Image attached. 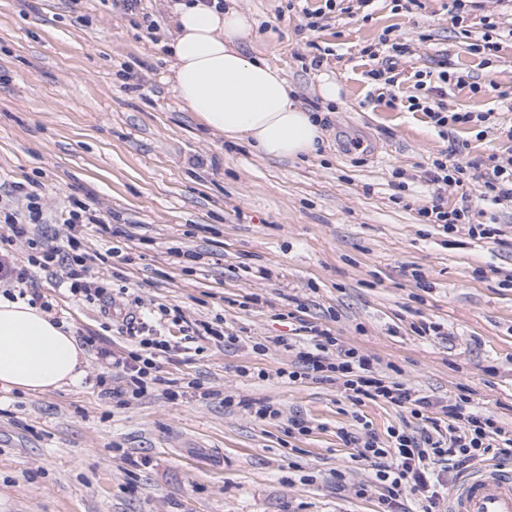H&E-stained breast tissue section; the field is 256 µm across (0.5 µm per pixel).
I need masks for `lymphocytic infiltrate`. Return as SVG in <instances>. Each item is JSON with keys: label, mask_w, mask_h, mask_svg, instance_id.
<instances>
[{"label": "lymphocytic infiltrate", "mask_w": 512, "mask_h": 512, "mask_svg": "<svg viewBox=\"0 0 512 512\" xmlns=\"http://www.w3.org/2000/svg\"><path fill=\"white\" fill-rule=\"evenodd\" d=\"M372 2L322 0L319 7L312 9L305 6L304 0H288L287 8L300 11L305 20V30L314 32L323 29L325 22L332 17L354 15L370 7ZM360 54L373 62L372 68L365 73L368 83L374 89L388 90L398 83V60L413 56L414 48L411 42L390 37L385 32L380 35L378 43L364 45ZM416 77L415 92L408 98L409 108L426 113L439 130L447 131L462 125L479 126L489 121L490 115L486 112L449 111L445 101L449 86L466 83L465 74L454 68L451 60L441 59L435 68L417 71ZM457 153L454 147L441 151L432 159L426 175L431 184L462 188L460 205L448 207L441 195H433L428 203L417 208L418 223L440 225L448 234L457 232L459 225L464 224L473 236L492 238L501 235L499 224L480 221V212L473 208L472 203L477 200L512 208V159L503 160L492 151L485 157L462 162ZM470 185L475 186V194H466L465 189ZM43 196L42 184L17 183L12 185L6 198L0 199V223L7 225L9 240L25 241L30 248L26 265L1 260L0 278L23 284L28 279L30 268H38L51 276L61 268L74 298L108 304L110 296L101 281L88 277L94 257L83 244L84 227L99 223V216L81 200H70L60 217L70 231L69 250L59 252L35 233L36 227L47 221L42 206ZM139 338V350L115 359L114 364L121 368L123 375L117 386L106 388V395L140 399L159 381L155 374L158 360L180 351L179 346L153 332ZM312 340L310 349L297 354L300 369L278 370V377L319 379L330 373L352 401L380 399L399 407L406 405L411 416L421 422L418 431L413 433L392 431L389 442L385 444L374 437L366 439L352 455L357 462L380 461L376 479L383 488L379 502L386 512H397L401 498L408 492L420 493L421 512H434L440 502L435 491L443 474L469 462H482L493 449L502 456L512 454V439L507 438L492 415L476 408L464 409L459 403L445 405L444 416L451 418L452 423L447 436H440L437 430L441 418L428 416L427 410L431 406L428 398L414 396L402 383L376 374L355 350L337 353L336 339L330 329H314Z\"/></svg>", "instance_id": "obj_1"}]
</instances>
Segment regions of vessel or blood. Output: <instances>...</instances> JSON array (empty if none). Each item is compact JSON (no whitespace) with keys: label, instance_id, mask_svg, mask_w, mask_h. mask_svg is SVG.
Returning a JSON list of instances; mask_svg holds the SVG:
<instances>
[{"label":"vessel or blood","instance_id":"obj_1","mask_svg":"<svg viewBox=\"0 0 512 512\" xmlns=\"http://www.w3.org/2000/svg\"><path fill=\"white\" fill-rule=\"evenodd\" d=\"M448 512H512V468L483 464L467 473L450 494Z\"/></svg>","mask_w":512,"mask_h":512}]
</instances>
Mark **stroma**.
Masks as SVG:
<instances>
[{
    "instance_id": "stroma-1",
    "label": "stroma",
    "mask_w": 512,
    "mask_h": 512,
    "mask_svg": "<svg viewBox=\"0 0 512 512\" xmlns=\"http://www.w3.org/2000/svg\"><path fill=\"white\" fill-rule=\"evenodd\" d=\"M445 2L406 14L376 0L371 20L357 13L303 32L287 0H235L253 20L244 52L277 67L296 100L320 112L322 147L301 161L229 142L183 108L165 80L164 0L142 2L158 22L152 36L143 14L103 0H0V195L35 181L48 212L76 197L112 224L85 240L102 257L108 308L32 274L53 316L100 345L86 347L80 385L0 389V512H380L376 468L352 461L341 433L359 415L384 440L413 419L380 400L353 404L333 384L277 377L311 344L301 332L296 351L268 345L288 335L294 311L416 395L469 399L512 434V210L486 207L502 229L494 238L449 235L414 213L436 192L459 203L460 188L435 189L425 175L450 142L465 144L467 160L491 147L512 158L511 140L468 126L446 140L408 109L414 73L445 54L472 81L499 86L451 87L449 110L512 125V39L496 67L483 66L470 49L478 16L463 37ZM386 28L416 44L392 103L367 83L359 53ZM318 48L328 57L313 69ZM327 78L332 102L320 92ZM398 169L406 205L392 198ZM115 247L125 262L109 260ZM187 251L199 260L184 261ZM160 305L183 318L164 328L172 342L200 320L231 339L160 359L162 382L141 400L104 395L97 379L113 368L99 348L137 349L123 313L145 319ZM425 323L439 332L418 335ZM252 401L274 404L279 420L256 418Z\"/></svg>"
}]
</instances>
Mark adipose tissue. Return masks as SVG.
<instances>
[{
  "label": "adipose tissue",
  "mask_w": 512,
  "mask_h": 512,
  "mask_svg": "<svg viewBox=\"0 0 512 512\" xmlns=\"http://www.w3.org/2000/svg\"><path fill=\"white\" fill-rule=\"evenodd\" d=\"M252 21L235 7L180 0L169 19L168 82L187 111L226 139L261 154L315 153L322 130L292 97L279 70L241 49ZM85 353L70 329L27 299L0 296V389L44 393L80 384Z\"/></svg>",
  "instance_id": "obj_1"
}]
</instances>
